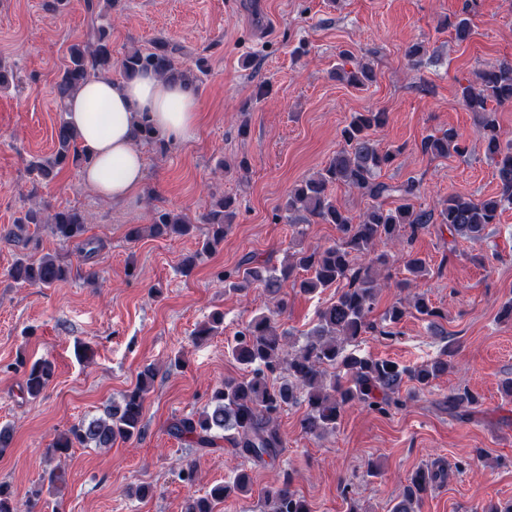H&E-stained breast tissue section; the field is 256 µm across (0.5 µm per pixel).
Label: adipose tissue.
I'll return each mask as SVG.
<instances>
[{"mask_svg": "<svg viewBox=\"0 0 512 512\" xmlns=\"http://www.w3.org/2000/svg\"><path fill=\"white\" fill-rule=\"evenodd\" d=\"M200 104L180 84L144 73L119 82L96 79L71 99L68 119L93 156L82 178L101 197L122 203L141 188L145 159L135 131L149 120L175 141L197 135Z\"/></svg>", "mask_w": 512, "mask_h": 512, "instance_id": "ef3b65f1", "label": "adipose tissue"}]
</instances>
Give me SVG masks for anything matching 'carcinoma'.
<instances>
[{
  "label": "carcinoma",
  "mask_w": 512,
  "mask_h": 512,
  "mask_svg": "<svg viewBox=\"0 0 512 512\" xmlns=\"http://www.w3.org/2000/svg\"><path fill=\"white\" fill-rule=\"evenodd\" d=\"M118 4L119 0H83L90 23L83 38L69 47L68 59L58 76L55 88L60 111L68 112L69 99L87 82L110 78L116 68L125 79L152 72L180 83L190 93L198 91L195 72L178 66L180 47L167 40L155 39L145 49L131 46L121 52L114 50L112 24L108 19ZM375 78L370 65L359 63L347 73L346 83L363 90ZM461 98L466 109L475 115L477 134L496 165L499 180L496 195L476 200L450 193L442 200L436 216L415 208L409 200L418 194L417 181L409 179L392 185L379 180L382 170L390 167L401 152L399 147L380 148L372 137L386 124V112L354 113L341 132L344 147L316 174L294 184L285 203L288 214L297 213L305 222L335 225L338 239L325 247L291 253L279 269L252 262L242 270L235 268L221 275L225 285L233 290L241 291L254 284L265 288L275 299V305L255 314L228 346L231 357L243 366L245 375L226 379L215 387L201 411L175 418L169 426L171 435L201 449L216 448L222 440L244 458L260 464L273 463L285 447L278 418L286 407L304 405L302 428L307 434L319 436L336 430L343 408L349 404H361L385 415L391 408L404 405L400 398L404 384L411 383L414 391L420 393L448 372L451 367L448 349L425 364L404 366L389 359L349 352L347 346L375 332L392 335L371 319L380 291L381 272L389 264L400 262L407 277L398 281L397 287H422L430 275L429 264L411 245L418 235L430 230L434 219L448 226L452 236L478 242L484 238L487 226L497 223L500 212L512 205V144L503 143V132L494 115L496 107L512 105V60L478 70L475 79L461 87ZM54 141L56 150L50 157L30 163V171L40 180L52 179L67 165L81 167L90 160L67 118L60 119ZM137 141L156 144L159 131L143 120ZM421 150L433 157L452 152L462 156L467 153V146L457 130L449 128L425 137ZM340 185L361 191L371 203L358 216L350 215L331 196V188ZM395 194L404 203L395 208L386 207V199ZM234 218L232 199L222 197L211 206L203 216L208 225L207 236L200 249L182 258L183 275H191L202 257L215 253L223 245ZM42 224L49 226L60 240L76 242L87 253L98 249V243L86 236L87 215L75 207L54 212L46 207H31L17 219L8 236L27 243L32 234L23 236L16 230L38 228ZM193 230L189 218L161 209L154 212L151 223L130 228L128 238L135 241L145 234L153 238L183 237ZM297 270L303 276L293 286L305 294L336 287V297L318 311L316 324L300 344L290 341L289 333L280 329L277 322L285 307L284 300L279 298L281 288ZM70 275L71 268L49 254L23 255L7 271L11 280L39 288H49ZM413 308L432 323L442 317L423 292L414 294ZM405 314L402 302H394L384 311L382 322L387 326L396 324ZM223 322L222 311L212 312L192 332L194 340L215 335ZM16 365L24 369L23 393L32 399L39 397L54 377V366L48 360L29 365L20 357ZM155 377V368L145 367L120 401L107 404L101 415L82 419L59 434L49 446L48 454L60 457L76 447L109 449L118 440L139 437L146 395ZM478 403L479 396L467 388L453 391L443 399L451 414L466 412ZM447 476L445 467L435 463L417 469L392 512H416L424 495ZM289 482L286 477L280 485L265 489L266 512H312L307 500L290 489ZM250 486V474L240 470L232 482L216 484L205 495L188 499L184 512H213L215 503L232 494L245 495ZM0 512H19L14 492L5 483H0Z\"/></svg>",
  "instance_id": "obj_1"
}]
</instances>
